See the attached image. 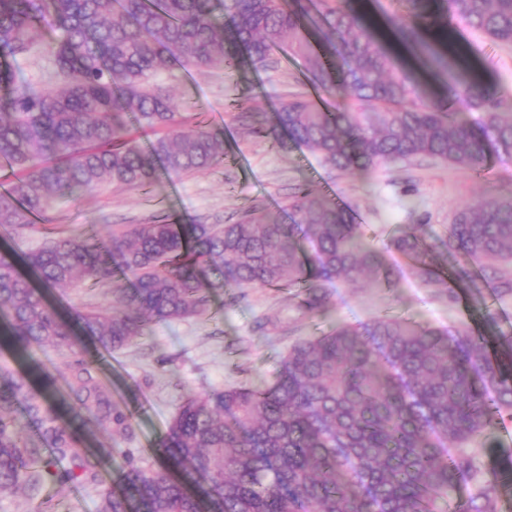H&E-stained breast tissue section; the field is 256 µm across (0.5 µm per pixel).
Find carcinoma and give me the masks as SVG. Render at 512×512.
Here are the masks:
<instances>
[{"instance_id":"1","label":"carcinoma","mask_w":512,"mask_h":512,"mask_svg":"<svg viewBox=\"0 0 512 512\" xmlns=\"http://www.w3.org/2000/svg\"><path fill=\"white\" fill-rule=\"evenodd\" d=\"M351 0H0V54L28 57L32 32L51 39L49 87L19 83L0 69L10 95L0 104V157L17 172L0 194V226L11 237L38 234L21 255L0 250V342L30 355L52 349L67 374L62 394L34 362L0 368V495L40 498L44 476L99 483L90 429L112 432V411L92 352L133 343L153 323L203 314L218 288L294 291L308 313L328 308L326 288L368 281L390 288L393 272L362 226L326 195L302 190L284 213L249 209L232 224H122L104 239L91 229L33 224L61 199L103 184L153 187L161 176L224 164V133L186 117L166 72L268 66L271 51L299 57L333 108L308 97L281 102L271 124L250 132L279 151L302 144L352 174L428 157L475 173L487 153L512 160V106L482 81L458 47L425 44L448 69L452 94L438 95L365 32ZM399 30L453 44L452 24L512 46V0H400ZM328 37L314 43L310 31ZM464 106L476 125L457 119ZM153 137L142 142L136 131ZM427 287L443 284L433 249L453 265L456 288L490 285L512 298V196L459 207L446 237L430 245L415 228L393 235ZM122 276L112 301L61 312L58 288L102 285ZM487 340L464 323L446 328L382 316L338 323L291 345L269 383L190 398L157 444L158 468L128 463L101 494L100 512H498L484 458L497 456L512 480V449L480 438L512 419V337ZM36 428L38 443L23 436ZM51 450L45 459L41 449Z\"/></svg>"}]
</instances>
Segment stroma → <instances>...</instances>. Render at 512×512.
Returning a JSON list of instances; mask_svg holds the SVG:
<instances>
[{"mask_svg":"<svg viewBox=\"0 0 512 512\" xmlns=\"http://www.w3.org/2000/svg\"><path fill=\"white\" fill-rule=\"evenodd\" d=\"M354 6L365 29L404 63L417 66L398 33L396 0H354ZM453 35L456 43L472 46L482 77L512 103V47L460 22ZM276 60L275 69L267 71L242 66L226 73L178 75L175 95L224 133L223 168L173 175L150 190L105 184L90 195L60 200L50 213L52 223L90 226L101 236L115 225L149 224L163 215L188 224H229L253 206L278 210L297 189L306 188L328 195L353 214L381 250L395 283L388 289L332 286V307L323 315L301 313L297 298L285 290L227 288L212 295L204 316L152 324L130 346L105 355L101 378L112 389L113 408L130 416L131 424L93 438L103 458L102 485H111L127 460L157 466L156 441L187 398L272 380L291 344L336 323L395 315L434 326L463 321L480 330L489 310L498 327L512 333V299L498 300L485 287L477 295L461 291L457 304H449L439 289L424 287L413 276L404 256L386 248L388 232L418 224L431 238L442 237L457 206L512 195V160H491L486 175L430 159L383 164L353 175L327 167L302 145L274 150L267 139L249 133L235 107L244 102L268 117L280 102L312 95L311 76L299 58L280 54ZM43 496L56 512H98L97 489L76 481L46 479Z\"/></svg>","mask_w":512,"mask_h":512,"instance_id":"35a3bbf8","label":"stroma"}]
</instances>
